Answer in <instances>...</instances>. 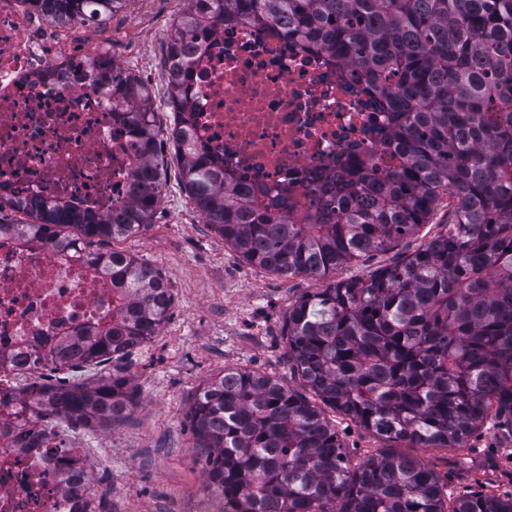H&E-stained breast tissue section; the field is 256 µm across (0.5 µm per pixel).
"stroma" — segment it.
Segmentation results:
<instances>
[{
    "label": "stroma",
    "mask_w": 512,
    "mask_h": 512,
    "mask_svg": "<svg viewBox=\"0 0 512 512\" xmlns=\"http://www.w3.org/2000/svg\"><path fill=\"white\" fill-rule=\"evenodd\" d=\"M175 19L172 13L156 17L158 36L146 44L142 19L125 8L115 12L106 25L122 30L124 40L113 45V61L137 76L161 73L166 35ZM157 158L166 170V184L152 222L116 244L158 268L173 293L166 321L122 371L137 395V407L129 420L106 430H74L65 421L57 423L69 445L111 447V468L93 469L92 480L109 490L112 512H184L189 494L206 480L191 452L188 418L198 389L227 367L254 369L301 389L283 335L289 307L306 293L349 278L365 280L395 264L444 230L451 210L441 203L417 233L326 277L285 278L246 264L203 218L179 222L174 204L183 195L181 160L167 142ZM326 416L335 423L351 463L394 451L427 461L449 498L477 490L512 493V440L493 430H479L463 448H414L385 442L340 413L330 410Z\"/></svg>",
    "instance_id": "stroma-1"
}]
</instances>
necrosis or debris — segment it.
<instances>
[{"mask_svg": "<svg viewBox=\"0 0 512 512\" xmlns=\"http://www.w3.org/2000/svg\"><path fill=\"white\" fill-rule=\"evenodd\" d=\"M104 55L82 31L60 37L38 10L0 0V208L62 198L108 215L129 201L138 156L114 111L125 95L88 74ZM181 89L195 150L259 197L288 196L293 211L340 161L395 163L375 138L387 113L350 71L281 27L209 30L192 44ZM111 314V284L86 265L0 238V400L17 394L35 347ZM94 463L112 457L103 448L48 453L23 447L18 431L0 435V512H85L61 480L86 483Z\"/></svg>", "mask_w": 512, "mask_h": 512, "instance_id": "necrosis-or-debris-1", "label": "necrosis or debris"}]
</instances>
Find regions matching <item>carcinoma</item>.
<instances>
[{"label": "carcinoma", "instance_id": "cac0c4a2", "mask_svg": "<svg viewBox=\"0 0 512 512\" xmlns=\"http://www.w3.org/2000/svg\"><path fill=\"white\" fill-rule=\"evenodd\" d=\"M57 26L101 24L126 0H24ZM280 24L356 74L390 113L384 139L400 163L379 174L360 162L327 179L294 215L286 197L263 205L194 152L176 154L182 184L205 223L249 265L288 278L324 277L384 251L429 223L446 195L448 229L366 280L339 281L288 308V359L321 401L384 440L463 448L485 424L512 435V0H194L168 54L183 64L212 25ZM141 156L130 202L98 215L68 201L39 203L0 237L47 243L112 281V318L30 354L56 371L126 359L156 335L171 294L164 277L122 250L91 249L150 223L163 179L152 104L140 80L112 64ZM14 416L42 422L47 448H64L53 422L104 429L129 419L136 394L115 372L70 386L21 388ZM193 452L224 512H512V495L448 496L423 459L382 453L352 466L323 413L267 374L226 368L196 396Z\"/></svg>", "mask_w": 512, "mask_h": 512}]
</instances>
